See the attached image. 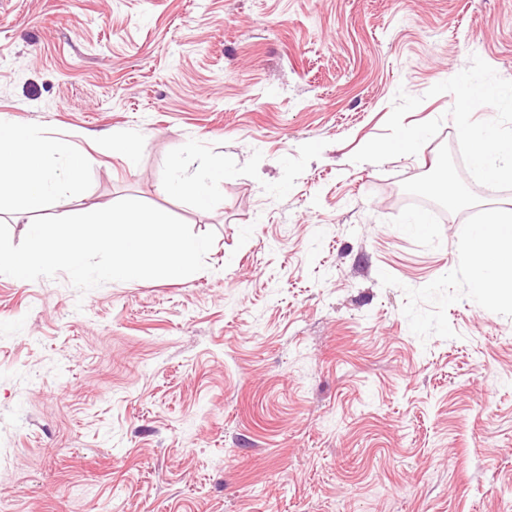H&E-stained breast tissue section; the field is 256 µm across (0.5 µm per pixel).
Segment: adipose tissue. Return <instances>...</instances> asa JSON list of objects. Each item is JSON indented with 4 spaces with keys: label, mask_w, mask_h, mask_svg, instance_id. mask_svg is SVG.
Segmentation results:
<instances>
[{
    "label": "adipose tissue",
    "mask_w": 512,
    "mask_h": 512,
    "mask_svg": "<svg viewBox=\"0 0 512 512\" xmlns=\"http://www.w3.org/2000/svg\"><path fill=\"white\" fill-rule=\"evenodd\" d=\"M465 134L482 178L512 181V139L491 128L469 127ZM50 154L65 158L64 171L47 165ZM90 166V155L70 142L16 129L0 115V194H13L23 210L37 211L49 197L75 191ZM469 237L489 244L488 249L471 254L474 288L495 301L512 295V209L492 211L484 223L473 225Z\"/></svg>",
    "instance_id": "obj_1"
}]
</instances>
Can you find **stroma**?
<instances>
[{
    "label": "stroma",
    "instance_id": "1",
    "mask_svg": "<svg viewBox=\"0 0 512 512\" xmlns=\"http://www.w3.org/2000/svg\"><path fill=\"white\" fill-rule=\"evenodd\" d=\"M474 81L512 89V0H0V113L95 159L43 215L215 235L182 280L0 275V512H512V299L466 242L512 182L462 133L512 112ZM178 160L223 165L206 206ZM485 100H496L499 102V104L507 102L511 107L512 93L507 95L506 93L497 89L488 88L483 85H477L472 89L471 96L460 103L459 107L461 109H465L470 103H479Z\"/></svg>",
    "mask_w": 512,
    "mask_h": 512
}]
</instances>
